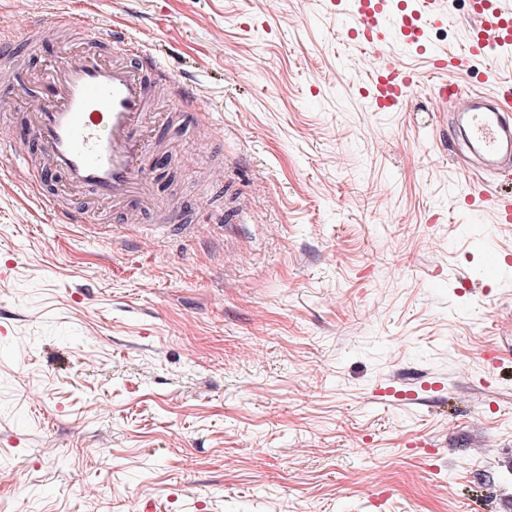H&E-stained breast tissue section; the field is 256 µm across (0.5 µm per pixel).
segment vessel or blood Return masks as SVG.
I'll use <instances>...</instances> for the list:
<instances>
[{"mask_svg":"<svg viewBox=\"0 0 512 512\" xmlns=\"http://www.w3.org/2000/svg\"><path fill=\"white\" fill-rule=\"evenodd\" d=\"M327 2L335 15L351 20L345 40L377 62L369 73L374 111L400 110L418 83V73L404 65L395 49L403 43L428 59L435 78L432 92L451 101L474 152L484 161L512 166V124L504 117L512 104L461 90L451 78L466 58L512 59V6L506 0H469V34L454 53L433 50L430 40L431 28L448 21L446 0ZM391 21L397 24L393 37L387 27ZM150 72L169 87L173 109L188 108V90L151 53L132 48L124 32L93 28L73 59L53 66L42 97L27 106V141L45 160L41 176L112 203L132 224L144 211L151 185L143 170L153 139L146 84ZM467 197L477 206H490L498 223L512 224V190L490 195L475 186Z\"/></svg>","mask_w":512,"mask_h":512,"instance_id":"vessel-or-blood-1","label":"vessel or blood"}]
</instances>
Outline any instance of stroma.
I'll return each mask as SVG.
<instances>
[{
    "label": "stroma",
    "mask_w": 512,
    "mask_h": 512,
    "mask_svg": "<svg viewBox=\"0 0 512 512\" xmlns=\"http://www.w3.org/2000/svg\"><path fill=\"white\" fill-rule=\"evenodd\" d=\"M82 20L199 113L149 147L140 225L18 181L24 110L0 133V512H512V224L460 208L489 175L423 58L374 112L326 0H0V99L40 90ZM490 68L455 77L512 96V63ZM173 207L187 232L149 239Z\"/></svg>",
    "instance_id": "obj_1"
}]
</instances>
